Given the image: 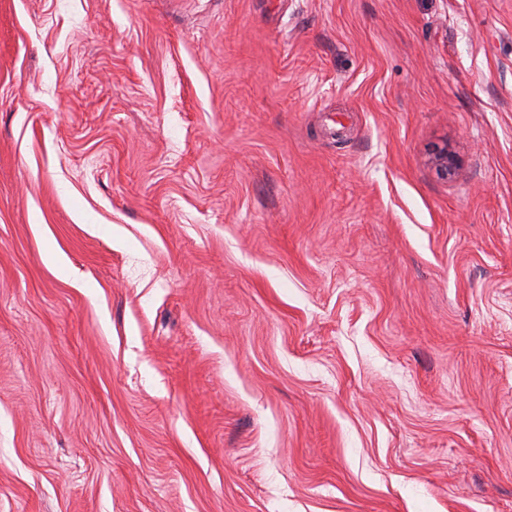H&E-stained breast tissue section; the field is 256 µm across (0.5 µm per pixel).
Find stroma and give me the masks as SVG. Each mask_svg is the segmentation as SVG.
I'll return each mask as SVG.
<instances>
[{
    "instance_id": "obj_1",
    "label": "stroma",
    "mask_w": 512,
    "mask_h": 512,
    "mask_svg": "<svg viewBox=\"0 0 512 512\" xmlns=\"http://www.w3.org/2000/svg\"><path fill=\"white\" fill-rule=\"evenodd\" d=\"M0 512H512V0H0Z\"/></svg>"
}]
</instances>
